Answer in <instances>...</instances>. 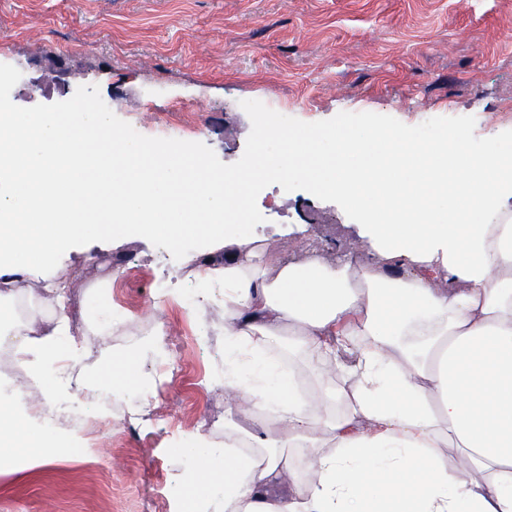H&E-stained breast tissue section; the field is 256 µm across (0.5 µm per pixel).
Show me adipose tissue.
<instances>
[{
	"label": "adipose tissue",
	"mask_w": 512,
	"mask_h": 512,
	"mask_svg": "<svg viewBox=\"0 0 512 512\" xmlns=\"http://www.w3.org/2000/svg\"><path fill=\"white\" fill-rule=\"evenodd\" d=\"M256 135L273 148L240 177L130 145L106 113H0V345L24 378L0 389V473L85 446L46 429V406L80 401L104 421L106 395L126 396L74 377L84 348L60 272L74 242L119 220L227 249L192 273L198 311L217 307L224 334L211 382L225 411L223 446L199 429L180 448L187 512H512V152L473 150L464 129L418 142L361 127L327 145ZM271 174L344 199L368 260L310 250L294 262L263 239L225 238L245 180ZM22 301L50 317L19 318ZM157 349L152 335L101 364L144 403L134 365Z\"/></svg>",
	"instance_id": "1"
}]
</instances>
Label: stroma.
Segmentation results:
<instances>
[{
    "label": "stroma",
    "instance_id": "35a3bbf8",
    "mask_svg": "<svg viewBox=\"0 0 512 512\" xmlns=\"http://www.w3.org/2000/svg\"><path fill=\"white\" fill-rule=\"evenodd\" d=\"M59 62L72 72L64 87L48 79ZM97 98L111 99L116 130L135 121L155 140L181 129L183 146L226 173L242 169L253 114L271 99L293 130L409 129L426 118L440 133L464 128L472 143L510 146L512 0H0V109L68 114ZM256 213L249 235L281 253L302 230L331 257L358 240L345 204L300 181L267 180ZM63 263L84 305L109 283L133 322L154 283L172 288L185 256L163 254L155 238L115 236L78 240ZM180 305L164 297V361L141 365L161 378L148 404L156 425L93 424L87 456L0 474V512H153L162 501L179 512L175 444L224 409L209 382L224 337L198 336Z\"/></svg>",
    "mask_w": 512,
    "mask_h": 512
}]
</instances>
